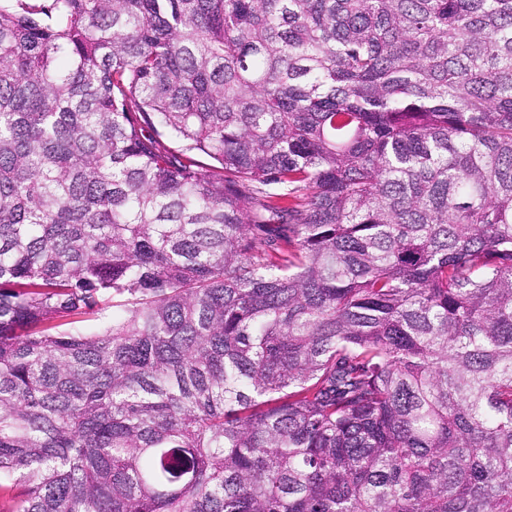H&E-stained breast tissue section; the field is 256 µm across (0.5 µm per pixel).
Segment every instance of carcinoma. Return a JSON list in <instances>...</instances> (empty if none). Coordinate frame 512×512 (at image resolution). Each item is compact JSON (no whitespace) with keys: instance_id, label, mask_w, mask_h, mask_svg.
<instances>
[{"instance_id":"1","label":"carcinoma","mask_w":512,"mask_h":512,"mask_svg":"<svg viewBox=\"0 0 512 512\" xmlns=\"http://www.w3.org/2000/svg\"><path fill=\"white\" fill-rule=\"evenodd\" d=\"M2 479L512 512V0H0Z\"/></svg>"}]
</instances>
